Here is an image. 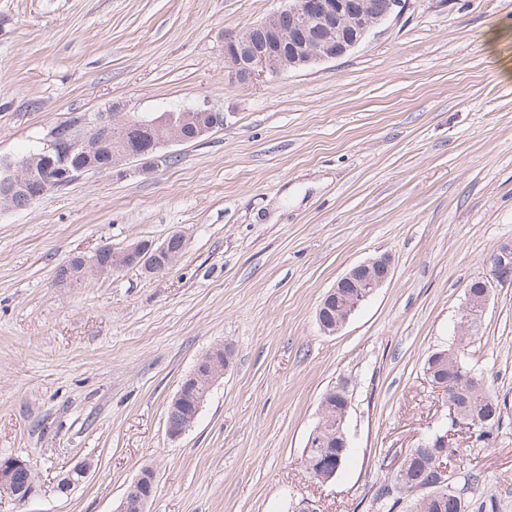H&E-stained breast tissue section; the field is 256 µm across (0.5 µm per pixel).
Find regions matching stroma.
<instances>
[{
    "label": "stroma",
    "instance_id": "35a3bbf8",
    "mask_svg": "<svg viewBox=\"0 0 512 512\" xmlns=\"http://www.w3.org/2000/svg\"><path fill=\"white\" fill-rule=\"evenodd\" d=\"M282 0H0V158L74 118L200 105L223 129L151 170L85 174L0 211V456L30 460L31 512H114L143 467L148 512H370L394 456L446 420L423 375L469 284L512 246V0H407L345 56L271 83L224 81V35ZM498 27L495 50L482 35ZM187 248L170 270L60 284L104 244ZM392 274L336 334L315 311L351 267ZM218 343L233 366L181 437L167 408ZM464 363L505 400L464 466L512 512V282L492 289ZM347 383L349 454L317 482L302 451ZM92 464L69 494L60 475Z\"/></svg>",
    "mask_w": 512,
    "mask_h": 512
}]
</instances>
